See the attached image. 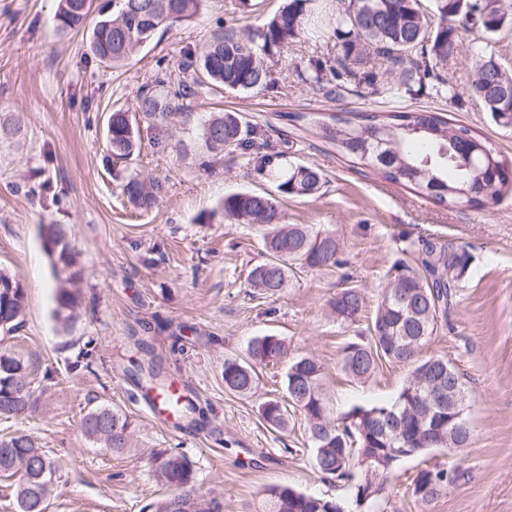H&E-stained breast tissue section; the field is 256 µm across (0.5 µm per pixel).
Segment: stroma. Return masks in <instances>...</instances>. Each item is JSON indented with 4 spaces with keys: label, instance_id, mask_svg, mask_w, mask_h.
I'll return each mask as SVG.
<instances>
[{
    "label": "stroma",
    "instance_id": "obj_1",
    "mask_svg": "<svg viewBox=\"0 0 512 512\" xmlns=\"http://www.w3.org/2000/svg\"><path fill=\"white\" fill-rule=\"evenodd\" d=\"M288 3L207 0L195 22L158 33L115 69L90 55L88 27L58 31V0H0V120H25L17 138L0 139V272L25 293L21 326L0 341V352L24 358L40 397L36 409L0 420V437L28 435L57 460L48 512H149L173 492L153 474L155 449L183 454L198 485L222 497L224 512H253L273 485L345 497V486L315 470L300 410H290L280 432L259 414L263 400L286 399V362L259 367L249 398L225 388L224 362L245 360L250 340L271 333L286 340L291 356L322 363L335 414L392 399L407 367L387 364L356 383L338 362L347 342L368 333L394 263L414 261L413 240H449L470 257L428 351L447 356L460 373L473 439L453 456L438 448L401 461L375 512H512V197L441 208L337 157L308 120L433 110L471 128L510 162L512 125L496 123L478 100L451 102L428 86L391 100L354 93L336 100L313 91L302 74L309 58L334 60L339 42L330 32L271 59L274 90L191 99L200 116L234 112L260 126L291 162L324 175L316 196L281 197L283 221L335 229L342 264L299 272L273 297L247 282L265 257L261 227L227 221L219 209L231 192L276 191L245 156H211L192 122L171 131L141 124L139 155L117 164L110 157L113 109L134 107L160 69L178 73L186 52H201L216 20L245 32ZM134 176L162 183L153 209L127 202L123 186ZM49 224L66 231L81 272L78 306L66 324L54 316L58 282L42 237ZM347 287L361 292L364 307L357 322L342 325L329 303ZM83 349L92 353L90 368L71 370ZM149 361L199 413L168 418L146 409L129 372ZM97 404L129 416L138 452L112 453L83 435L80 420ZM452 463L454 481L429 502L418 501L412 481L419 470Z\"/></svg>",
    "mask_w": 512,
    "mask_h": 512
}]
</instances>
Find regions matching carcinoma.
<instances>
[{
  "instance_id": "cac0c4a2",
  "label": "carcinoma",
  "mask_w": 512,
  "mask_h": 512,
  "mask_svg": "<svg viewBox=\"0 0 512 512\" xmlns=\"http://www.w3.org/2000/svg\"><path fill=\"white\" fill-rule=\"evenodd\" d=\"M205 0H59V31L65 33L93 18L89 51L112 67L125 65L158 30L192 23ZM320 0H291L263 26L244 35L218 25L198 56L187 55L182 78L172 88L169 78H156L138 95L136 109H116L109 116L107 138L112 158L129 160L139 142V121L164 125L175 117L191 121L192 109L178 104L206 87L252 91L274 87L269 60L290 44L306 37L311 20L319 17ZM420 0H347L336 8L331 24L342 39L335 64L310 60L305 77L325 96L367 89L388 96L411 94L433 79L439 93L454 101L464 96L480 100L491 117L512 124V72L497 61L491 50L494 37L512 29V7L505 0H433L439 22L433 23L419 7ZM484 35L481 44L469 46L472 75L462 86L437 72L448 61V50L463 42L473 29ZM330 77H323L324 71ZM319 137L342 158L372 169L383 179L408 187L441 207L499 202L512 196V162L501 158L492 145L465 126L451 127L441 115L417 111L350 112L316 123ZM207 150L219 154L237 149L247 154L254 171L276 182L285 196H311L322 186L323 173L303 163L283 165L284 153L274 149L261 128L247 125L234 113H212L201 122ZM123 192L135 207H154L161 185L132 177ZM224 218L239 224H260L266 260L254 266L248 283L255 291L275 296L290 284L295 270L330 269L341 264V242L336 231L314 229L308 224H284L277 196L270 193L234 192L220 205ZM44 248L62 264L55 316L64 322L77 303L72 290L78 279L77 259L65 231L46 227ZM466 250L452 242L423 244L417 262L397 261L388 274L400 284L398 292L382 293L369 336H360L343 348L341 368L354 381L373 378L383 363L411 368L397 397L369 407L356 406L334 416L324 389V368L312 356L289 360L286 372L288 398L300 408L313 450L314 468L329 481L349 487L348 499L299 492L289 486L265 491L261 512H341L357 504L363 485L371 477L373 503L385 492L399 463L392 448H414L421 454L433 448L466 447L470 439L454 434L448 410L434 404L427 379L448 387L461 380L443 355H429L428 343L440 320L448 317L456 284L468 271ZM336 320L355 323L363 298L346 288L330 301ZM25 294L20 284L0 273V333L9 335L22 323ZM249 361H224V386L242 396L255 395L256 367L288 356L285 340L274 334L253 338ZM30 369L15 354L0 353V420L16 417L33 407ZM263 420L273 429L288 427L287 408L276 399L260 404ZM83 433L100 447L126 452L134 447L135 429L129 416L108 405H94L80 421ZM153 472L178 493L152 505V512H222L221 503L197 487L187 459L172 450L151 453ZM454 470H420L413 480V494L427 502L448 485ZM0 476L16 479L17 512H46L56 481V465L27 435L0 438Z\"/></svg>"
}]
</instances>
